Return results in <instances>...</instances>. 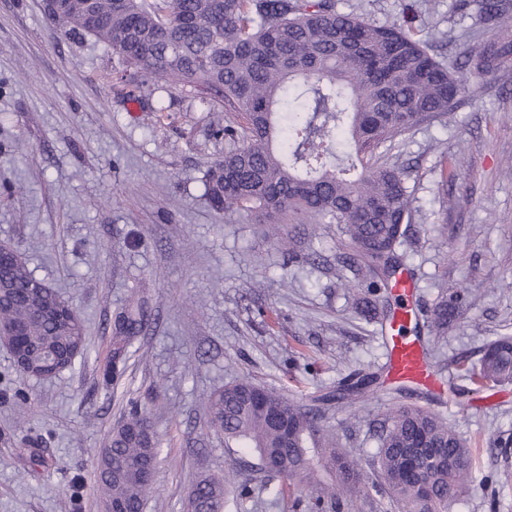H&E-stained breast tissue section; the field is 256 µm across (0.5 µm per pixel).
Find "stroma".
Masks as SVG:
<instances>
[{"label": "stroma", "mask_w": 512, "mask_h": 512, "mask_svg": "<svg viewBox=\"0 0 512 512\" xmlns=\"http://www.w3.org/2000/svg\"><path fill=\"white\" fill-rule=\"evenodd\" d=\"M483 0H336L371 22L418 13L414 34L446 36L439 59L455 63L501 39ZM104 45L65 34L43 0H0V243L55 288L86 326V352L56 377L12 369L0 347V512H101L97 455L129 409L148 414L159 464L145 512H183L196 476L241 469L250 453L206 425V399L240 377L312 404L353 375L384 372L380 319L341 288L352 253L326 220L288 223V258L246 213H219L203 177L224 155V115L193 87L129 100ZM415 221L401 248L418 286L416 333L444 380L456 363L512 336V56L470 79L457 107L406 136ZM468 289L444 335L429 311L441 289ZM144 323L122 376L104 382L119 315ZM396 403L446 416L480 451L467 493L450 512H512V383L478 399H439L378 381L366 401L332 404L322 425L369 464L373 425Z\"/></svg>", "instance_id": "35a3bbf8"}]
</instances>
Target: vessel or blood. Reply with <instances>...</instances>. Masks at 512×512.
Wrapping results in <instances>:
<instances>
[{
    "label": "vessel or blood",
    "mask_w": 512,
    "mask_h": 512,
    "mask_svg": "<svg viewBox=\"0 0 512 512\" xmlns=\"http://www.w3.org/2000/svg\"><path fill=\"white\" fill-rule=\"evenodd\" d=\"M392 289L398 298V305L390 320L386 347L387 379L405 388L441 393L442 379L431 364L423 341L412 335L409 329L416 318L412 304L415 285L407 274L401 272L395 276Z\"/></svg>",
    "instance_id": "vessel-or-blood-1"
}]
</instances>
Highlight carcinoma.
<instances>
[{"label":"carcinoma","instance_id":"obj_1","mask_svg":"<svg viewBox=\"0 0 512 512\" xmlns=\"http://www.w3.org/2000/svg\"><path fill=\"white\" fill-rule=\"evenodd\" d=\"M508 0H484L489 21H509ZM102 41L118 65L141 85L197 86L220 95L239 118L224 127V157L207 170L205 194L217 212L245 211L258 223L303 224L324 219L343 225L356 248L343 287L370 292L388 287L397 248L412 223L406 171L386 153L422 121L453 111L465 76L479 77L512 54V41L465 56L450 71L411 33L416 16L377 25L336 10V0H97L90 14L63 24ZM22 259L0 263V312L27 328L29 361L54 364L21 371L45 378L71 366L85 350L80 317L42 319L35 311L64 299L48 285L33 292ZM469 289L443 295L431 310L436 334L448 328ZM475 393L512 382V337L488 343L478 369L466 370ZM373 379L339 383L319 398L330 404L362 396ZM322 408L242 378L211 393L208 428L256 452L259 463L237 480L202 474L187 512H242L266 495L285 497L286 482L307 490L293 508L342 512L344 496L362 480V465L324 433ZM373 467L399 512H450L468 487L477 449L448 421L419 406L397 405L377 434ZM157 442L146 412L134 405L112 429L97 459L102 507L143 512L154 481Z\"/></svg>","mask_w":512,"mask_h":512}]
</instances>
